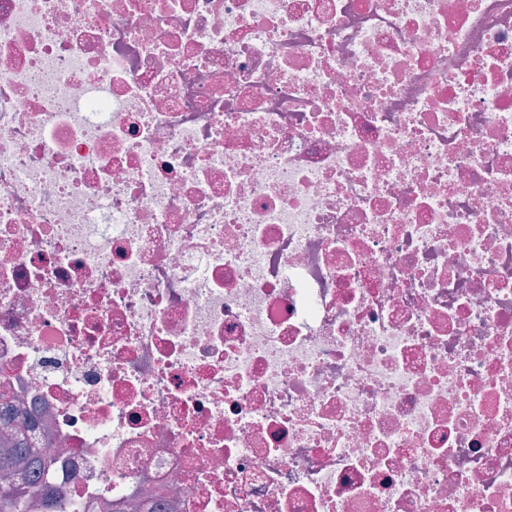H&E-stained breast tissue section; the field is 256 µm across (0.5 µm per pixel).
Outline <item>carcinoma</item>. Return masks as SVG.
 <instances>
[{"label":"carcinoma","mask_w":512,"mask_h":512,"mask_svg":"<svg viewBox=\"0 0 512 512\" xmlns=\"http://www.w3.org/2000/svg\"><path fill=\"white\" fill-rule=\"evenodd\" d=\"M0 422L13 431L0 443V470L18 478L16 485L0 486V512H26L21 486L35 481L43 465L42 451L32 436L34 423L15 411L6 392H0Z\"/></svg>","instance_id":"obj_1"}]
</instances>
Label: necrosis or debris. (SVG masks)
Segmentation results:
<instances>
[{
    "label": "necrosis or debris",
    "mask_w": 512,
    "mask_h": 512,
    "mask_svg": "<svg viewBox=\"0 0 512 512\" xmlns=\"http://www.w3.org/2000/svg\"><path fill=\"white\" fill-rule=\"evenodd\" d=\"M28 512H512V0H0V387ZM0 422L13 431V435L0 443V470L14 472L16 485L0 486V512H25L21 485H30L40 474L43 465L41 448L32 436L34 423L11 405L7 392H0Z\"/></svg>",
    "instance_id": "obj_1"
}]
</instances>
